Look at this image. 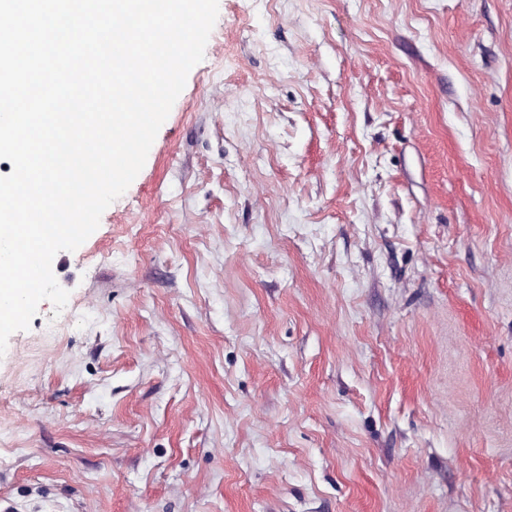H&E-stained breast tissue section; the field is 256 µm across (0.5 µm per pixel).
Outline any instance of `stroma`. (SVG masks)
Instances as JSON below:
<instances>
[{"mask_svg": "<svg viewBox=\"0 0 512 512\" xmlns=\"http://www.w3.org/2000/svg\"><path fill=\"white\" fill-rule=\"evenodd\" d=\"M52 271L14 512H512V0H219Z\"/></svg>", "mask_w": 512, "mask_h": 512, "instance_id": "35a3bbf8", "label": "stroma"}]
</instances>
